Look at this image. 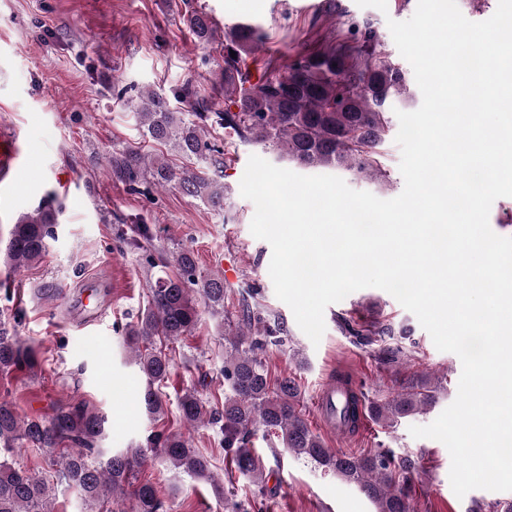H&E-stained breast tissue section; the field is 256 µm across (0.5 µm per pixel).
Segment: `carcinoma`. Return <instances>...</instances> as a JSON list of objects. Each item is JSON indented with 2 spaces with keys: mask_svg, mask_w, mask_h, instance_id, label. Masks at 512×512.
Returning a JSON list of instances; mask_svg holds the SVG:
<instances>
[{
  "mask_svg": "<svg viewBox=\"0 0 512 512\" xmlns=\"http://www.w3.org/2000/svg\"><path fill=\"white\" fill-rule=\"evenodd\" d=\"M195 41L210 44L217 30L213 20L197 9L183 15ZM263 42L255 28L234 26L224 32V109L214 110L198 97L193 85L183 84L176 98L186 111L176 112L170 100L155 90L140 93L136 115L142 136L187 161L176 167L164 153L126 148L112 153V178L130 187L150 182L158 188H179L185 195L224 211V148L209 135L227 130L241 142L276 151L280 158L305 169H336L354 177L387 182L382 147L391 128V110L409 101L401 68L379 50V34L369 23H353L299 53L281 73L266 62L250 68L246 57ZM56 210L44 207L22 216L13 226L4 253L18 271L45 255L55 238ZM116 239L147 252L154 270L148 281L147 305L124 328L128 352L146 377L141 395L155 421L168 416L161 387L173 368L169 345L194 333L201 321L199 304L224 321V403L210 408L195 388L178 397L179 420L185 431L165 429L149 434L134 451L106 453L101 443L108 431L107 416L83 402L57 407L49 417L25 418L11 401L0 400V512H54V487L23 468L15 456L29 445L57 467L59 479L80 489L85 512H106L108 506L130 501V512H164L158 488L138 479L146 453L163 458L195 479L210 482L224 496L225 512H250V504L226 496L212 471L211 459L193 446L191 432L215 427L221 445L236 469L264 495L263 466L250 448L261 433L273 436L294 455L334 472L357 485L374 503L376 512H416L410 482L418 471L411 453L377 448L361 456L333 453L307 425L299 410L300 391L291 377L271 379L265 354L285 332L282 319L258 302L242 300L238 314L225 299L224 277L203 272L193 249L176 245L153 259L149 225L117 230ZM0 313V376L32 372L35 349L8 335ZM342 332L371 350L377 362L396 366L410 357L406 348L387 343L388 336H406L380 317L359 324L340 317ZM336 415L350 428L368 412L388 428L403 419L424 414L445 390L442 378L427 374L405 381L385 399L370 398L352 383Z\"/></svg>",
  "mask_w": 512,
  "mask_h": 512,
  "instance_id": "obj_1",
  "label": "carcinoma"
}]
</instances>
